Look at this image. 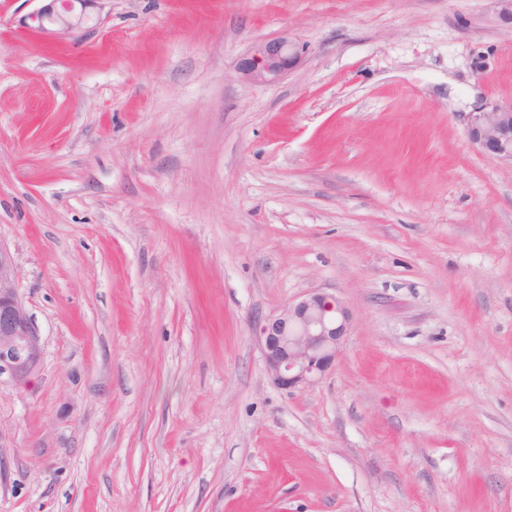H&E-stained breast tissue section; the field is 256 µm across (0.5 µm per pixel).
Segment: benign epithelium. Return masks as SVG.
Here are the masks:
<instances>
[{
    "label": "benign epithelium",
    "instance_id": "obj_1",
    "mask_svg": "<svg viewBox=\"0 0 512 512\" xmlns=\"http://www.w3.org/2000/svg\"><path fill=\"white\" fill-rule=\"evenodd\" d=\"M39 35L70 33L81 21L41 7L29 16ZM303 48L287 37L255 43L238 62L241 77L255 84L279 81L296 68ZM468 137L484 153L512 163V101L491 102L471 116ZM350 326V312L333 294L312 291L263 318L257 338L271 382L281 390L312 386L336 363ZM42 344L18 298L9 254L0 248V376L28 387L40 367Z\"/></svg>",
    "mask_w": 512,
    "mask_h": 512
}]
</instances>
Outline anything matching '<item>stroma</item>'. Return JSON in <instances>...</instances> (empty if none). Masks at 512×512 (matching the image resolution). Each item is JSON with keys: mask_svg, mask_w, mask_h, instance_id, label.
I'll list each match as a JSON object with an SVG mask.
<instances>
[{"mask_svg": "<svg viewBox=\"0 0 512 512\" xmlns=\"http://www.w3.org/2000/svg\"><path fill=\"white\" fill-rule=\"evenodd\" d=\"M0 0V245L44 348L0 377V512H512V100L494 0ZM288 37L271 85L237 61ZM320 290L285 392L258 320ZM29 19L34 25L28 28L39 35L70 33L81 26L80 18L73 21L70 17L55 11L54 6L41 7L32 12ZM303 53V48L288 37L264 40L251 47L238 62L237 69L248 82L275 83L302 62ZM468 137L484 153L512 163V101L491 102L473 112ZM349 326L345 303L319 290L263 318L256 336L271 382L287 392L317 383L335 365Z\"/></svg>", "mask_w": 512, "mask_h": 512, "instance_id": "1", "label": "stroma"}]
</instances>
